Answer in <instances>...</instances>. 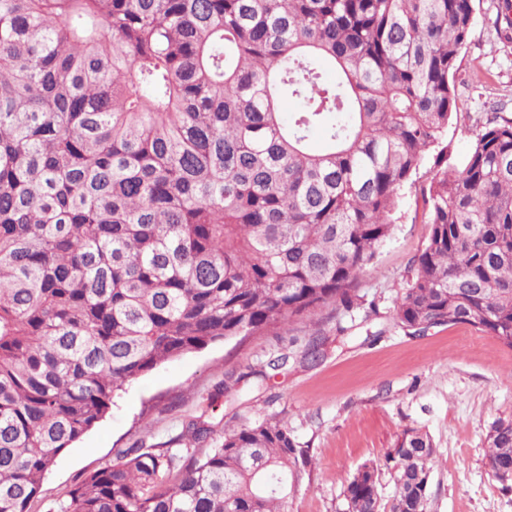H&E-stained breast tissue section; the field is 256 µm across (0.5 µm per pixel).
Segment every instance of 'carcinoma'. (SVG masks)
Here are the masks:
<instances>
[{
    "label": "carcinoma",
    "mask_w": 512,
    "mask_h": 512,
    "mask_svg": "<svg viewBox=\"0 0 512 512\" xmlns=\"http://www.w3.org/2000/svg\"><path fill=\"white\" fill-rule=\"evenodd\" d=\"M473 22V0H0V512H28L156 366L332 305L378 314L356 284L457 111ZM422 193L430 233L393 320L512 349V119L459 168L436 155ZM487 444L512 465V420ZM386 460L391 512H423L428 435L405 431ZM304 465L264 418L201 456L131 448L57 512H288ZM344 498L381 512L378 467Z\"/></svg>",
    "instance_id": "obj_1"
}]
</instances>
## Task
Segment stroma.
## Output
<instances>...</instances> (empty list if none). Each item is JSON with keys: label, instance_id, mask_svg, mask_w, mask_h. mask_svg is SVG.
<instances>
[{"label": "stroma", "instance_id": "1", "mask_svg": "<svg viewBox=\"0 0 512 512\" xmlns=\"http://www.w3.org/2000/svg\"><path fill=\"white\" fill-rule=\"evenodd\" d=\"M497 2L475 0L455 78L458 112L441 139L452 167L488 119L512 117V38L496 23ZM428 233L420 186L406 185L392 236L357 284L376 302V315L356 309L340 318L324 308L287 330L213 343L157 366L119 392L103 421L55 459L29 512H48L128 449L178 446L190 421L207 422L219 437L267 417L287 422L307 452L289 512H343L348 479L369 461L380 464L381 495L392 503L397 488L385 457L408 429L427 434L435 449L427 512H512V491L486 459L490 425L512 419V349L464 325L410 336L391 319ZM317 329L324 355L310 366L300 353ZM282 354L287 364L269 370Z\"/></svg>", "mask_w": 512, "mask_h": 512}]
</instances>
